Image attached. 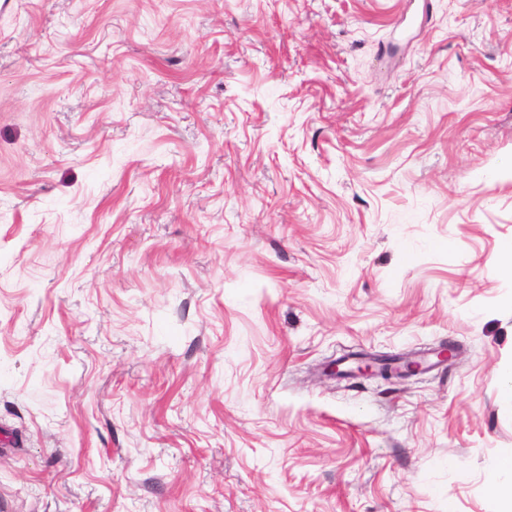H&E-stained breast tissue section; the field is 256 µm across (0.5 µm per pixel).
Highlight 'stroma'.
Here are the masks:
<instances>
[{"mask_svg": "<svg viewBox=\"0 0 512 512\" xmlns=\"http://www.w3.org/2000/svg\"><path fill=\"white\" fill-rule=\"evenodd\" d=\"M509 242L512 0H0V512H495ZM362 364L357 367V372L370 377H380L384 380H390L394 377H401L407 373H416L420 371V365L417 362H408L403 370L396 366L400 358H369L360 356Z\"/></svg>", "mask_w": 512, "mask_h": 512, "instance_id": "35a3bbf8", "label": "stroma"}]
</instances>
